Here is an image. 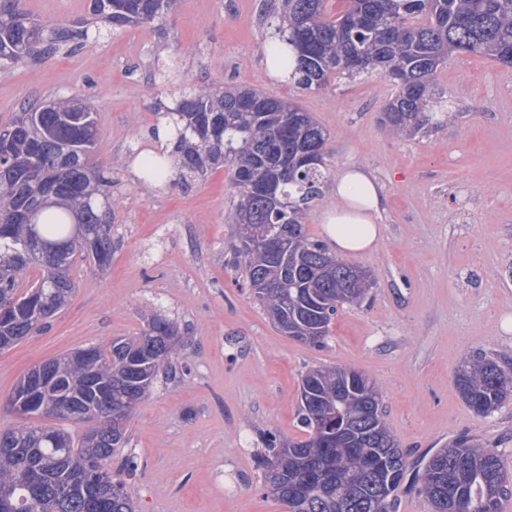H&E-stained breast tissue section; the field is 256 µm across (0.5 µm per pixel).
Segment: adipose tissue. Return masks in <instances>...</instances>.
<instances>
[{"label": "adipose tissue", "instance_id": "adipose-tissue-1", "mask_svg": "<svg viewBox=\"0 0 512 512\" xmlns=\"http://www.w3.org/2000/svg\"><path fill=\"white\" fill-rule=\"evenodd\" d=\"M336 205L325 211L321 222L336 253L371 248L377 238V221L385 198L375 178L358 166L339 170L334 181Z\"/></svg>", "mask_w": 512, "mask_h": 512}]
</instances>
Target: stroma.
Here are the masks:
<instances>
[{
    "mask_svg": "<svg viewBox=\"0 0 512 512\" xmlns=\"http://www.w3.org/2000/svg\"><path fill=\"white\" fill-rule=\"evenodd\" d=\"M280 0H176L150 25L63 46L0 71V126L21 105L84 95L98 105L103 162L118 160L112 262L79 286L42 332L0 351V427L6 400L34 365L102 341L136 335L142 311L174 319L184 360L159 380L131 421L138 469L126 489L136 512H283L262 490L261 433L303 438L301 376L315 366H352L383 392L384 419L411 468L460 436L497 448L512 470V400L487 417L462 400L454 372L483 352L512 367V67L479 55L449 59L437 75L453 97L438 128L398 138L384 127L391 84L377 74L304 92L269 75L262 46ZM48 26L76 27L88 0H21ZM196 46L193 56L182 55ZM175 61L188 81L247 85L297 104L330 133L329 181L311 206L307 233L324 240L320 215L330 181L347 165L368 170L385 196L377 244L345 254L370 270L371 297L341 308L325 345L282 335L241 288L233 228L225 215L231 172L140 191L130 152L172 105L176 84L158 65Z\"/></svg>",
    "mask_w": 512,
    "mask_h": 512,
    "instance_id": "obj_1",
    "label": "stroma"
}]
</instances>
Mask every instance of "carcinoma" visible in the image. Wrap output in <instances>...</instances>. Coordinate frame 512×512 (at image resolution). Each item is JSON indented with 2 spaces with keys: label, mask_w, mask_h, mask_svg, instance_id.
Listing matches in <instances>:
<instances>
[{
  "label": "carcinoma",
  "mask_w": 512,
  "mask_h": 512,
  "mask_svg": "<svg viewBox=\"0 0 512 512\" xmlns=\"http://www.w3.org/2000/svg\"><path fill=\"white\" fill-rule=\"evenodd\" d=\"M176 0H90L91 19L77 29L47 28L0 0V67L89 35L100 39L126 26L149 25ZM277 39L267 57L293 72L303 91L324 90L338 76L377 73L395 88L383 124L399 137L442 126L451 117L444 92L432 91L438 70L456 54H479L512 65V0H349L331 18L325 0H282ZM97 106L78 96L28 104L0 138V336L12 347L39 331L75 291L76 254L90 273L112 262V213L119 196L93 158L101 143ZM162 115L171 118L175 170L161 155L140 158L138 185L187 182L227 166L233 187L225 216L234 226L233 264L255 302L276 327L320 347L344 305H361L375 285L371 271L331 254L312 240L304 220L327 177L330 134L309 113L246 86L182 82ZM271 184L275 198L257 192ZM275 235L281 248L271 251ZM38 270V276L31 275ZM135 336L78 348L51 360L72 391L53 401L37 388H14L7 399L34 404L0 429V512H135L124 483L108 467L130 442L137 406L183 357L178 324L150 310ZM456 389L478 416L512 398V371L486 354L464 362ZM45 418H77L87 430L73 437ZM303 439L262 435L257 459L264 487L285 512H390L409 469L384 421L375 384L351 367L319 366L302 377ZM431 512H500L512 492V472L495 448L455 439L418 474Z\"/></svg>",
  "instance_id": "carcinoma-1"
}]
</instances>
